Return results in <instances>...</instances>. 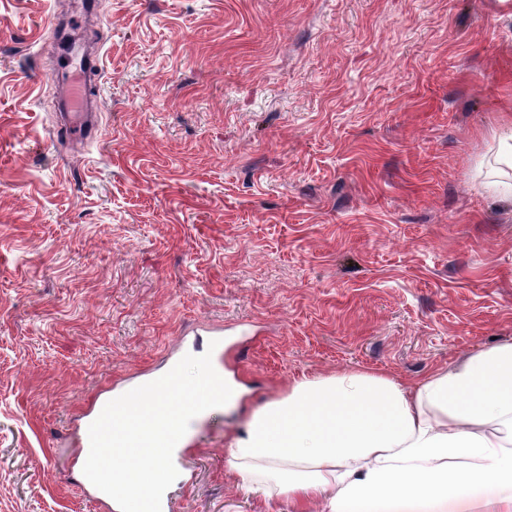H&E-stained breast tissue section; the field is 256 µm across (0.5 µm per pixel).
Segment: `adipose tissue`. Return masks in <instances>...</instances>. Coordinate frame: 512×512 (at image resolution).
<instances>
[{"instance_id": "adipose-tissue-1", "label": "adipose tissue", "mask_w": 512, "mask_h": 512, "mask_svg": "<svg viewBox=\"0 0 512 512\" xmlns=\"http://www.w3.org/2000/svg\"><path fill=\"white\" fill-rule=\"evenodd\" d=\"M228 453L245 487L322 512H512V341L415 382L300 379Z\"/></svg>"}]
</instances>
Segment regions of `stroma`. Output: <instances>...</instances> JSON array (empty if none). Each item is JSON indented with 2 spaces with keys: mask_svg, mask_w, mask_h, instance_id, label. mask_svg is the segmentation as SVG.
Masks as SVG:
<instances>
[{
  "mask_svg": "<svg viewBox=\"0 0 512 512\" xmlns=\"http://www.w3.org/2000/svg\"><path fill=\"white\" fill-rule=\"evenodd\" d=\"M106 110L57 136L62 16ZM512 0H0V512H107L89 404L224 336L241 391L190 434L174 512L241 486L249 414L341 368L418 379L512 341Z\"/></svg>",
  "mask_w": 512,
  "mask_h": 512,
  "instance_id": "1",
  "label": "stroma"
}]
</instances>
